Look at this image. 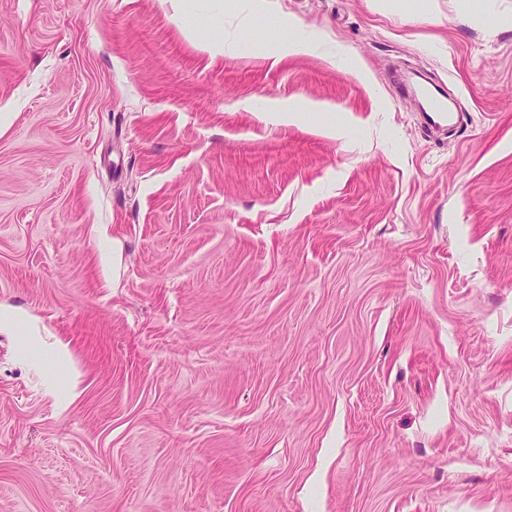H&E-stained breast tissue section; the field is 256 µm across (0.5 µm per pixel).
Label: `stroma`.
Segmentation results:
<instances>
[{"label": "stroma", "instance_id": "1", "mask_svg": "<svg viewBox=\"0 0 512 512\" xmlns=\"http://www.w3.org/2000/svg\"><path fill=\"white\" fill-rule=\"evenodd\" d=\"M378 2L0 0V512H512V0ZM422 96L427 99L428 104L425 107L421 103L422 114L428 125L432 127H448V123L453 120L454 113L448 112L447 98L438 96L433 89L428 86L419 88Z\"/></svg>", "mask_w": 512, "mask_h": 512}]
</instances>
